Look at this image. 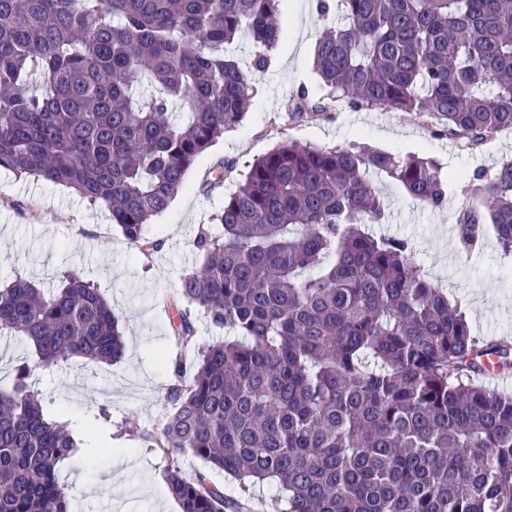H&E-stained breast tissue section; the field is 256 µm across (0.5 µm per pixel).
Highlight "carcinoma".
<instances>
[{"instance_id":"cac0c4a2","label":"carcinoma","mask_w":512,"mask_h":512,"mask_svg":"<svg viewBox=\"0 0 512 512\" xmlns=\"http://www.w3.org/2000/svg\"><path fill=\"white\" fill-rule=\"evenodd\" d=\"M313 65L329 100L426 112L463 148L512 127V0H337ZM285 0H0V167L65 185L110 211L144 253L196 159L242 121L251 73L224 56L243 36L268 64ZM385 174L434 209L448 204L437 162L365 148L284 142L255 163L203 229L204 256L172 303L224 328L199 344L174 308L172 410L151 439L241 484L272 482L286 512H512V395L486 389L480 358L512 367V342L473 335L409 243L368 225ZM500 247L512 252V160L476 170ZM465 247L484 217L465 206ZM0 332L38 364H116L125 343L111 306L78 276L45 292L0 288ZM17 369L0 386V512H71L59 465L78 442ZM180 512H253L204 472L172 465Z\"/></svg>"}]
</instances>
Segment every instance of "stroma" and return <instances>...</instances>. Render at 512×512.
Listing matches in <instances>:
<instances>
[{
  "label": "stroma",
  "instance_id": "1",
  "mask_svg": "<svg viewBox=\"0 0 512 512\" xmlns=\"http://www.w3.org/2000/svg\"><path fill=\"white\" fill-rule=\"evenodd\" d=\"M277 22L279 43L268 67L253 72L252 102L243 121L196 160L182 190L147 225L146 237L163 243L160 252L143 254L125 240L107 210L91 206L73 189L0 168V283L20 276L57 290L69 271H78L100 289L123 327V362L92 366L72 358L37 369L31 378L47 414L69 419L81 441L80 452L60 468L72 512H163L168 460L147 435L169 414L174 367L188 357L171 336L170 302L183 270L203 261L193 246L197 234L218 228L225 196L279 143L364 144L398 157L437 160L448 181L447 207L432 209L380 174L374 182L386 210L372 231L410 242L415 259L450 300L461 302L474 335L512 337V254L500 248L493 231L471 251L462 248L457 232L468 176L512 158V128L468 151L427 113L328 103L313 67L322 29L315 0H287ZM301 100L307 113L291 118ZM323 102L327 111L311 113V106ZM221 161L228 165L222 186L205 191ZM130 417L138 419L139 429L126 428Z\"/></svg>",
  "mask_w": 512,
  "mask_h": 512
}]
</instances>
